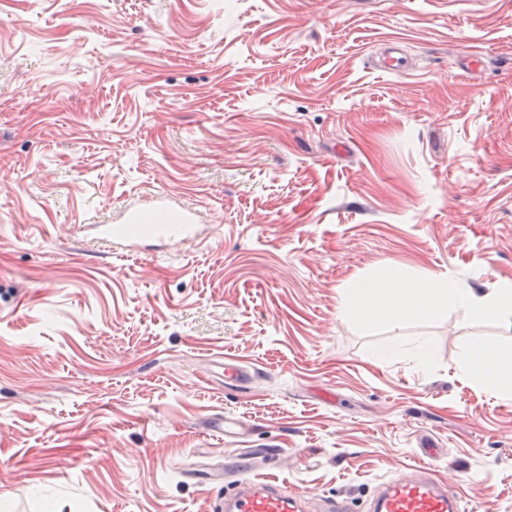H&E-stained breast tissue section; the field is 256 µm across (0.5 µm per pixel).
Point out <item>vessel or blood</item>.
<instances>
[{
	"instance_id": "vessel-or-blood-1",
	"label": "vessel or blood",
	"mask_w": 512,
	"mask_h": 512,
	"mask_svg": "<svg viewBox=\"0 0 512 512\" xmlns=\"http://www.w3.org/2000/svg\"><path fill=\"white\" fill-rule=\"evenodd\" d=\"M202 214L192 207H181L159 195L150 207L127 209L122 223L100 224V239L113 248L125 243L169 238L182 242L198 238ZM283 451L265 449L263 456L252 452L237 455L225 466L212 471L210 480L220 485L222 495L210 504L211 512H305L307 497L288 492L271 470ZM368 512H461L460 499L426 466L382 482L367 504Z\"/></svg>"
}]
</instances>
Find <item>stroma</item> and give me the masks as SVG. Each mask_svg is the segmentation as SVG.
Wrapping results in <instances>:
<instances>
[{"label": "stroma", "instance_id": "stroma-1", "mask_svg": "<svg viewBox=\"0 0 512 512\" xmlns=\"http://www.w3.org/2000/svg\"><path fill=\"white\" fill-rule=\"evenodd\" d=\"M507 57L512 0H0V502L209 512L185 469L284 448L275 477L353 512L421 464L512 512V396L461 372L512 322L339 313L383 264L512 282ZM158 194L211 232L93 233Z\"/></svg>", "mask_w": 512, "mask_h": 512}]
</instances>
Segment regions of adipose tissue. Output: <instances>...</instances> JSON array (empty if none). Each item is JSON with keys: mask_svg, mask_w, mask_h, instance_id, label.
Instances as JSON below:
<instances>
[{"mask_svg": "<svg viewBox=\"0 0 512 512\" xmlns=\"http://www.w3.org/2000/svg\"><path fill=\"white\" fill-rule=\"evenodd\" d=\"M452 308L470 319L512 317V284L481 293L450 277L410 278L398 266L387 264L343 293L340 312L344 318L370 326L382 317L397 323H432ZM463 372L489 389L511 395L512 347L472 338Z\"/></svg>", "mask_w": 512, "mask_h": 512, "instance_id": "ef3b65f1", "label": "adipose tissue"}]
</instances>
